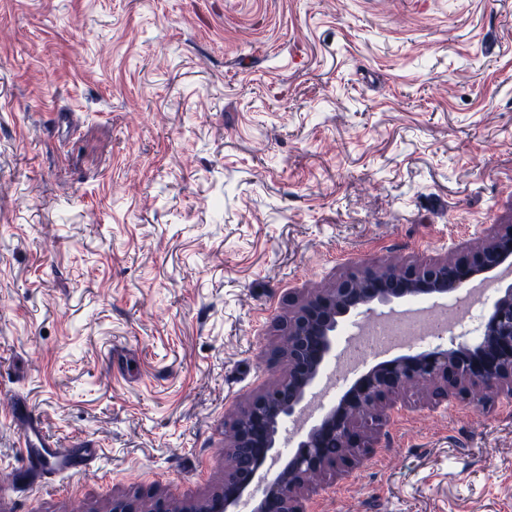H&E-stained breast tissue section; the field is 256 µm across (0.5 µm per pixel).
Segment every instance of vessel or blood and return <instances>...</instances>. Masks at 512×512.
<instances>
[{
	"label": "vessel or blood",
	"mask_w": 512,
	"mask_h": 512,
	"mask_svg": "<svg viewBox=\"0 0 512 512\" xmlns=\"http://www.w3.org/2000/svg\"><path fill=\"white\" fill-rule=\"evenodd\" d=\"M12 414L20 421L19 438L28 458L36 461L39 466L72 475L86 469L96 458L98 450L91 443L77 454L58 447L56 441L46 434L39 419L24 412L21 403H14Z\"/></svg>",
	"instance_id": "vessel-or-blood-1"
}]
</instances>
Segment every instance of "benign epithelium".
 I'll list each match as a JSON object with an SVG mask.
<instances>
[{
    "label": "benign epithelium",
    "instance_id": "1",
    "mask_svg": "<svg viewBox=\"0 0 512 512\" xmlns=\"http://www.w3.org/2000/svg\"><path fill=\"white\" fill-rule=\"evenodd\" d=\"M512 225H503L479 249L456 259L411 264L399 270L364 268L307 299L282 323L280 358L287 376L254 397L242 411L244 424L233 430L224 449L228 465L222 492L198 502L174 507L164 500L148 512H238L242 500L253 512H302L298 491L319 474L351 465L355 453L373 445L355 422L383 420L380 405L409 384H427L441 398L465 394L470 403L486 402V389L499 385L512 393ZM495 282L502 294L486 308L484 332L470 343L461 333L450 346L437 345L402 353L359 373L319 420L299 436L295 452L284 459L276 451L279 423L299 421L306 395L336 354V330L341 320L372 304L390 305L418 295H454L474 278Z\"/></svg>",
    "mask_w": 512,
    "mask_h": 512
}]
</instances>
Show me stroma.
I'll use <instances>...</instances> for the list:
<instances>
[{
	"label": "stroma",
	"mask_w": 512,
	"mask_h": 512,
	"mask_svg": "<svg viewBox=\"0 0 512 512\" xmlns=\"http://www.w3.org/2000/svg\"><path fill=\"white\" fill-rule=\"evenodd\" d=\"M512 225V0H0V512L200 501L358 266ZM24 397L83 474L36 477ZM304 512H512V395L398 394Z\"/></svg>",
	"instance_id": "stroma-1"
}]
</instances>
